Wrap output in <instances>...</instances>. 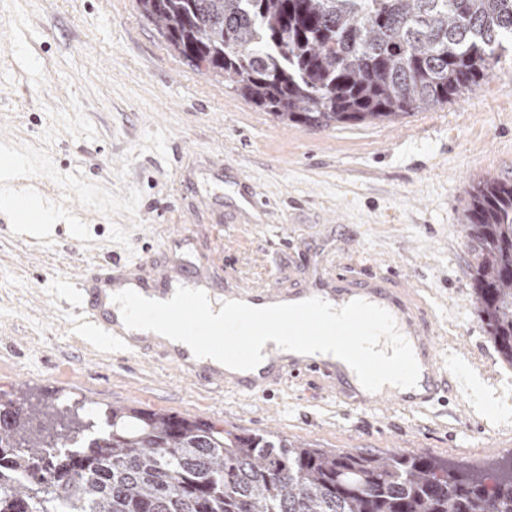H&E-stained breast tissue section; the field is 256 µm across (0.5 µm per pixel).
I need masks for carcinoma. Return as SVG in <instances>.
Segmentation results:
<instances>
[{
    "mask_svg": "<svg viewBox=\"0 0 512 512\" xmlns=\"http://www.w3.org/2000/svg\"><path fill=\"white\" fill-rule=\"evenodd\" d=\"M136 4L195 70L312 128L443 105L512 42V0ZM460 221L477 317L512 365V181L472 185ZM96 413L0 404V512H512V457L345 452L117 405L102 431Z\"/></svg>",
    "mask_w": 512,
    "mask_h": 512,
    "instance_id": "carcinoma-1",
    "label": "carcinoma"
}]
</instances>
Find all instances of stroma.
<instances>
[{
    "mask_svg": "<svg viewBox=\"0 0 512 512\" xmlns=\"http://www.w3.org/2000/svg\"><path fill=\"white\" fill-rule=\"evenodd\" d=\"M0 149L16 185L62 212L33 237L0 209V398L18 391L202 417L322 448L406 450L488 467L512 456V364L476 317L460 217L469 186L512 178V49L464 95L395 121L284 124L175 56L135 0H0ZM244 172L267 224L192 209L207 167ZM191 240L243 285L299 281L296 262L393 270L425 290L462 387L447 405L356 409L325 381L258 399L113 354L73 333L71 284L108 260Z\"/></svg>",
    "mask_w": 512,
    "mask_h": 512,
    "instance_id": "stroma-1",
    "label": "stroma"
}]
</instances>
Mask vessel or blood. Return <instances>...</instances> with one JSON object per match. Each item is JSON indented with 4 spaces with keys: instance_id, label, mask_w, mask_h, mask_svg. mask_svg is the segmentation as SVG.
Here are the masks:
<instances>
[{
    "instance_id": "b4317fda",
    "label": "vessel or blood",
    "mask_w": 512,
    "mask_h": 512,
    "mask_svg": "<svg viewBox=\"0 0 512 512\" xmlns=\"http://www.w3.org/2000/svg\"><path fill=\"white\" fill-rule=\"evenodd\" d=\"M237 218L244 224L268 221L265 204L247 184H240L232 203ZM183 239L170 237L164 261L139 259L135 262H107L93 265L80 275L77 286L84 299L86 317L129 355L157 357L189 379H201L218 386H228L254 397L267 395L271 388L289 377H315L332 384L347 404L362 407L387 399L412 410H424L450 388L432 341L434 324L427 311L406 287L395 284L384 273H356L350 266L339 265L320 271L306 285L284 287L271 285L249 287L232 277L222 276L220 268L185 264L181 259ZM176 283L191 284L211 297L225 301L239 300L261 307L277 303L300 302L312 297L341 307L361 299L387 309L401 334L411 344L420 367L415 387L399 391L365 390L356 374L350 373L339 359L320 354H281L271 352L265 365L248 372H237L195 357L188 346L165 345L145 330L126 328L115 293L130 288L142 296L167 300Z\"/></svg>"
}]
</instances>
